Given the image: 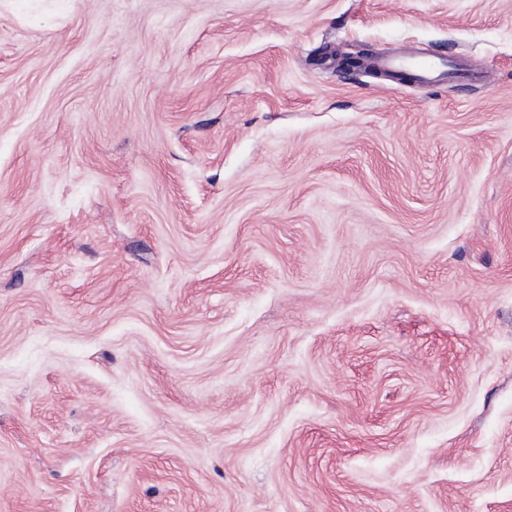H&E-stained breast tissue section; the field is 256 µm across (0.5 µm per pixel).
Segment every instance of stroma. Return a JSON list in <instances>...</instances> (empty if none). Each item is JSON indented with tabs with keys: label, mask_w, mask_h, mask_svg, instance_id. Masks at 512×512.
Returning a JSON list of instances; mask_svg holds the SVG:
<instances>
[{
	"label": "stroma",
	"mask_w": 512,
	"mask_h": 512,
	"mask_svg": "<svg viewBox=\"0 0 512 512\" xmlns=\"http://www.w3.org/2000/svg\"><path fill=\"white\" fill-rule=\"evenodd\" d=\"M0 512H512V0H0ZM377 66L385 70H413L418 73L419 79H421L428 86H438L442 81L443 75H445V68L448 67L447 76L448 79L453 76L451 66L446 60L442 58H389L383 57L377 61Z\"/></svg>",
	"instance_id": "obj_1"
}]
</instances>
